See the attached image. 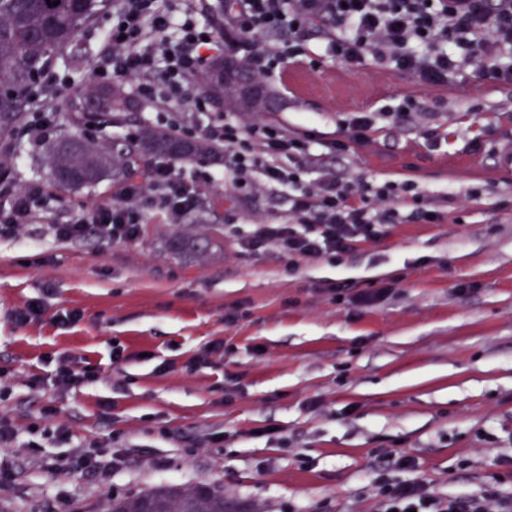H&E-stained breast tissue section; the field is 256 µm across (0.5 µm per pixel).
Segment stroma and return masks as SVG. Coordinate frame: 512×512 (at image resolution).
Instances as JSON below:
<instances>
[{
  "instance_id": "35a3bbf8",
  "label": "stroma",
  "mask_w": 512,
  "mask_h": 512,
  "mask_svg": "<svg viewBox=\"0 0 512 512\" xmlns=\"http://www.w3.org/2000/svg\"><path fill=\"white\" fill-rule=\"evenodd\" d=\"M83 32L52 65L60 82L35 96L54 107V135L75 134L108 147L140 127L170 129L187 120L206 136L218 111L175 100L167 111L145 104L133 81L122 87L135 107L112 125L77 124L64 109L94 79L99 29ZM305 53L266 77L275 112H234L242 129L270 125L312 131L318 164L311 178L414 182L441 218L412 220L411 199L395 204L405 221L380 242L362 244L335 264L301 258L286 275L275 249L253 254L236 232L252 224H291L288 190L208 185L225 155L173 161L176 174L203 182L198 206L171 224L151 203L142 230L106 244L94 235L56 238L50 225L98 206L119 204L120 176L62 188L47 147L11 134L0 152L18 159L7 175L39 185L46 204L36 223L0 239V415L20 431L0 450V512H91L107 495L177 483H209L258 512H377L372 486L388 453L415 458L442 494L469 495L494 482L512 455V85L468 67L445 85L367 58H336L320 34L302 35ZM412 97L424 111L381 122L370 141L335 152L356 112ZM433 129L440 147L424 138ZM210 240L196 255L172 243ZM342 285V296L331 288ZM386 289L371 306L355 295ZM43 300L24 325L11 316ZM80 313L62 327L59 314ZM212 365L188 362L213 342ZM125 361L112 360L113 346ZM90 361L98 380L61 392L50 358ZM45 384L33 389L32 375ZM318 409H309V401ZM58 410L42 418L44 406ZM69 439L57 436V425ZM275 428L274 437L258 435ZM223 434L222 443L204 442ZM39 450L30 453L26 442ZM124 457L107 476L58 475L75 446Z\"/></svg>"
}]
</instances>
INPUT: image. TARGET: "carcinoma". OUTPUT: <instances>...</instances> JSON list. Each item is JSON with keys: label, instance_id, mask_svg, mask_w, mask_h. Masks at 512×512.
<instances>
[{"label": "carcinoma", "instance_id": "obj_1", "mask_svg": "<svg viewBox=\"0 0 512 512\" xmlns=\"http://www.w3.org/2000/svg\"><path fill=\"white\" fill-rule=\"evenodd\" d=\"M0 0V134L7 133L25 117L31 105L32 89L49 67L55 54L71 45L79 33L91 27L109 8L111 0ZM224 59L213 61L198 76L204 92L216 99L225 98L229 112H255L245 105L232 88L213 80ZM87 99L100 100V107L87 115L83 100H71L69 112L76 121L94 120L112 124L123 119L131 101L118 89H94ZM138 151L152 156L191 161L212 156L216 147L205 140L176 138L167 132L147 127L138 133L134 144L117 154L85 139L63 137L51 146L49 163L56 182L64 187L93 184L122 159ZM252 505L224 497L210 484L185 488L165 484L139 494L109 497L96 512H251Z\"/></svg>", "mask_w": 512, "mask_h": 512}]
</instances>
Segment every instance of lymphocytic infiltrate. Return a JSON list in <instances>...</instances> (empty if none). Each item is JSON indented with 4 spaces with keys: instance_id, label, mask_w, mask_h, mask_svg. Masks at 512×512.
Returning <instances> with one entry per match:
<instances>
[{
    "instance_id": "f902f5d3",
    "label": "lymphocytic infiltrate",
    "mask_w": 512,
    "mask_h": 512,
    "mask_svg": "<svg viewBox=\"0 0 512 512\" xmlns=\"http://www.w3.org/2000/svg\"><path fill=\"white\" fill-rule=\"evenodd\" d=\"M204 0H185L182 19H175L160 0H119L112 24L100 36L101 49L95 63L96 78L134 80L142 99L157 111H166L174 100L188 99L189 80L204 65L205 33L196 14ZM180 26L181 35L169 31ZM224 25L239 44L249 49L254 74L269 75L295 58L299 48L251 51V40L264 31H304L314 26L328 30L332 53L347 62L365 56L415 75L422 84L442 85L481 60L488 78L512 84V0H224ZM163 60L164 88L156 90L149 79L156 60ZM414 98L407 97L384 112H360L347 124L348 140L333 144L344 152L348 141L369 140L380 118L404 119L420 113ZM210 140L225 151V171L237 187L263 185L289 188L288 204L296 224H258L240 238L242 248L260 253L274 248L285 262L286 273H295L298 259L335 258L361 244L376 242L387 227L399 223L390 201L412 197L419 207L416 218L436 223V210L421 206L415 184L349 183L333 176L310 180L315 163L310 132L288 133L267 125L252 126L241 133L231 120L214 123ZM122 205L100 207L82 218L53 225L56 237L77 241L87 234L106 243L130 241L140 234L139 205L158 199L166 220L175 222L198 204L195 184L177 177L167 163H157L149 185L123 182ZM44 203L39 186L21 189L0 179V238L19 235L36 219ZM377 512H512V495L493 485L479 494L453 496L436 493L425 478L392 482L374 481Z\"/></svg>"
}]
</instances>
